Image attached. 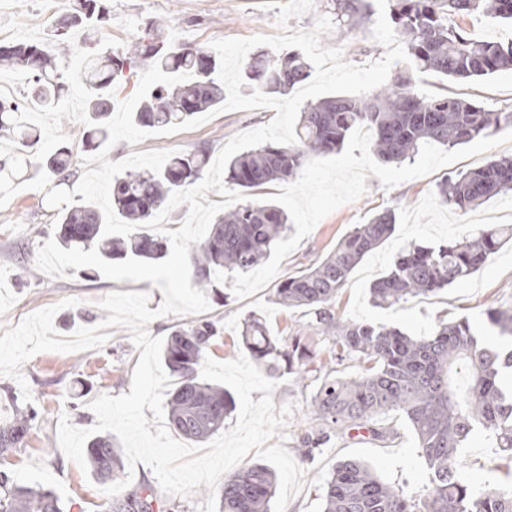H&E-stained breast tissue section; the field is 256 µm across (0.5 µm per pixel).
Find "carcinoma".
Segmentation results:
<instances>
[{"mask_svg": "<svg viewBox=\"0 0 512 512\" xmlns=\"http://www.w3.org/2000/svg\"><path fill=\"white\" fill-rule=\"evenodd\" d=\"M71 2L70 13L52 26L49 37L56 40L78 31L80 45L92 49L78 59L88 114L81 148L104 147L109 132L100 124L109 120L112 83L133 74L144 62L159 63L165 73H187L192 79L159 85L134 113L137 124L162 129L224 102L214 50L173 43L153 25L133 46L114 51L103 42L107 8L100 0ZM387 2L390 24L405 43L409 62L368 95L336 96L307 105L297 123L296 143H267L228 162V181L249 199L217 214L207 237L190 245L197 287L215 292L213 274L224 269L244 274L269 258L288 230V215L275 203L253 196L269 184L297 178L311 156L335 153L354 129L371 131L370 149L381 161L399 163L429 145L453 148L512 127V112H492L474 100L448 93L427 97L416 88L417 76L425 73L465 81L512 70V39L478 40L455 22L457 17L479 14L512 26V0ZM335 9L341 31H351L371 16L370 0H336ZM68 57L67 53L56 57L34 44L0 46V63L29 75L30 101L42 109L53 108L65 89ZM245 75L264 93L285 95L310 78L312 66L299 52L261 53L249 62ZM22 107L12 99L0 100V132L14 135L21 145L16 153L0 157V188L27 175L33 166L29 148L41 139L40 132L22 120ZM209 155L208 145L200 144L172 155L159 173L127 171L115 177L114 212L139 229L128 237H105L101 209L79 201L56 214L59 245L85 251L96 246L106 260L164 258L167 243L143 224L166 206L172 192L200 179ZM38 166L53 188L74 182L73 145H61L41 156ZM510 190L512 158L501 157L444 179L438 197L441 204L466 212ZM395 224L394 211L379 213L356 225L325 257L279 281L276 301L287 308L307 309L311 320L295 334L280 338L251 314L242 323V347L272 379L314 377L311 425L299 449L302 461L312 459L333 436L366 429L390 412L402 414L415 434L419 456L428 467L425 490L395 488L361 461L346 459L327 480L323 512H512V489L477 492L459 478L457 469L462 449L477 433L487 436L512 467V349L488 347L465 317L410 334L336 313V295L351 272L392 235ZM511 239L512 226H494L435 246L409 245L397 254L389 272L373 283L371 298L380 307H393L463 282ZM486 317L496 336L512 341L511 307L492 308ZM223 333L221 321L197 319L171 331L162 348V360L174 377L167 400L169 423L192 442H204L224 431L235 406L230 392L201 375L206 354ZM321 342L328 354L325 360L317 348ZM347 361L358 363L359 370L346 373L342 365ZM37 419L38 410L31 404L17 405L11 418L0 419L1 461L27 447ZM88 459L93 474L104 483H112L121 472V449L110 435L90 440ZM274 489L270 466L245 467L224 479L220 512H269ZM165 509L146 483L111 504V512ZM0 512H64V508L54 491L22 485L0 468Z\"/></svg>", "mask_w": 512, "mask_h": 512, "instance_id": "1", "label": "carcinoma"}]
</instances>
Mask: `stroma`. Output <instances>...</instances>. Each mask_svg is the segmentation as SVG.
<instances>
[{"mask_svg": "<svg viewBox=\"0 0 512 512\" xmlns=\"http://www.w3.org/2000/svg\"><path fill=\"white\" fill-rule=\"evenodd\" d=\"M108 14L103 29L107 45L126 48L141 37L150 24L164 26L177 42L209 46L217 39L275 35L280 31L276 13L264 0H106ZM71 0H0V46L18 42L48 43L51 25L69 11ZM373 23L353 33L336 37L322 35L325 47H338L345 61L366 65L380 59L385 49L373 38ZM77 67H70L71 85L58 109L31 115L44 138L40 151L58 144L80 140L86 126L85 100L78 84ZM420 94L431 96L449 91L479 101L492 110L512 108V72L471 82L447 83L442 78L422 75ZM273 110L228 111L202 125L168 136L152 137L136 145L120 142L108 158L118 161L132 151L192 150L206 141L212 153H219L237 133L266 125ZM512 156V127L491 137L445 148L438 145L421 150L414 159L385 164L369 148L362 130L346 139L339 153L323 156L306 165L291 181L274 184L272 198L288 213L291 229L268 261L246 274H225L223 300L211 301L208 318L221 320L224 334L209 355L229 361L241 354L240 331L245 314L262 316L276 336H288L308 322L304 309L286 308L274 298V289L284 277L303 263L330 252L358 224L375 214L394 210L398 216L394 233L382 246L369 253L351 273L346 287L337 294L335 307L345 318L396 327L408 333L430 330L434 325L468 317L483 325L491 307L512 306V244L504 245L469 279L438 293L418 296L391 308L373 306L368 289L390 268L396 253L412 243L437 245L488 223L512 225V193L491 198L468 212L440 205L438 184L446 177L485 165L489 160ZM48 183L39 176L0 191V335L22 322L29 314L57 306L56 330L65 336L89 323L107 318L98 302L111 292H145L149 309H157L164 296L151 282L113 281L103 275L85 278L75 273L53 279L35 266L37 251L54 235L53 211L47 205ZM67 298L78 299L73 308L62 307ZM140 352L128 328L109 330L107 342L98 349L74 353L41 352L22 367L29 394L18 384L0 378V418H9L13 405L31 398L39 411L27 447L10 457L9 468L19 483L54 490L66 512H108L110 496L92 472L70 461L59 447L60 417L88 428L96 416L89 407L101 395L128 393ZM313 379L286 376L273 392L275 405L295 404L296 409L279 438L288 452H295L310 425L309 402ZM378 433L354 432L332 439L313 461L303 466L301 491L286 512H322L327 479L336 464L346 458L365 462L394 487L425 488L428 470L417 452L413 431L401 417H380ZM463 481L478 490L512 487L507 465L500 460L493 443L476 435L463 449L458 466Z\"/></svg>", "mask_w": 512, "mask_h": 512, "instance_id": "1", "label": "stroma"}]
</instances>
